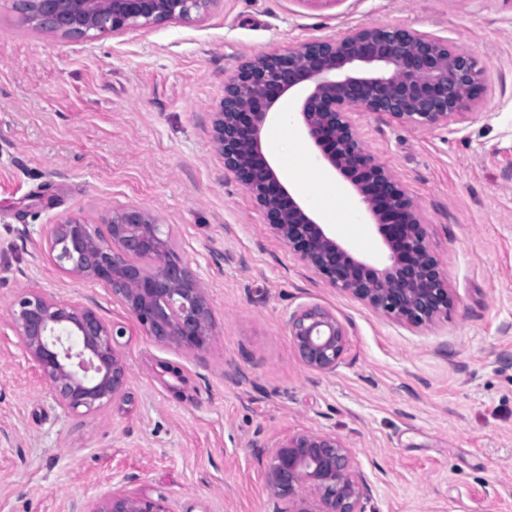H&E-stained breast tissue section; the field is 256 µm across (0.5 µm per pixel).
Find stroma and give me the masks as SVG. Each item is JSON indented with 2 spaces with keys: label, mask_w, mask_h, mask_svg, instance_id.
<instances>
[{
  "label": "stroma",
  "mask_w": 512,
  "mask_h": 512,
  "mask_svg": "<svg viewBox=\"0 0 512 512\" xmlns=\"http://www.w3.org/2000/svg\"><path fill=\"white\" fill-rule=\"evenodd\" d=\"M362 23L431 33L483 68L464 123L420 132L353 116L448 271L456 305L432 327L382 319L323 284L212 144L210 114L244 57ZM278 144L306 165L286 184L295 196L308 183L356 208L300 124ZM116 205L157 214L207 286L217 334L202 358L154 344L106 288L44 250L56 219L96 224ZM315 215L355 256L385 261L371 222ZM23 288L126 323L132 402L65 413L17 338L0 335V512H77L115 489L164 496L174 512H272L257 449L302 430L351 448L373 488L366 512H512V0H219L195 23L95 40L32 30L0 0L1 327ZM303 303L348 327L333 374L308 370L290 343L286 319ZM229 363L239 376H225Z\"/></svg>",
  "instance_id": "1"
}]
</instances>
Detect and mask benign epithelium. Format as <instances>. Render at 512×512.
<instances>
[{
  "label": "benign epithelium",
  "instance_id": "1",
  "mask_svg": "<svg viewBox=\"0 0 512 512\" xmlns=\"http://www.w3.org/2000/svg\"><path fill=\"white\" fill-rule=\"evenodd\" d=\"M220 0H14L35 31L67 39L119 36L166 23L203 20ZM303 93L307 137L320 157L355 188L365 216L387 250L381 267L355 257L280 181L262 151L276 102ZM482 69L470 54L413 29L360 24L343 36L316 39L254 56L224 84L211 113L212 142L282 244L328 286L379 316L412 328L433 326L454 311L448 272L428 246L427 224L390 169L364 148L355 111L383 115L410 130L463 123L482 99ZM45 247L68 275L107 288L156 345L185 357L204 354L215 336L207 289L183 262L157 216L136 206L108 211L100 224L64 216ZM9 327L39 371L55 404L78 416L131 402L123 322L105 321L88 304L39 288L8 306ZM288 335L311 371L333 374L349 348L335 312L304 303L288 315ZM274 499L290 512H366L372 488L351 449L331 433L302 431L259 452ZM89 512H173L164 497L115 491Z\"/></svg>",
  "mask_w": 512,
  "mask_h": 512
}]
</instances>
